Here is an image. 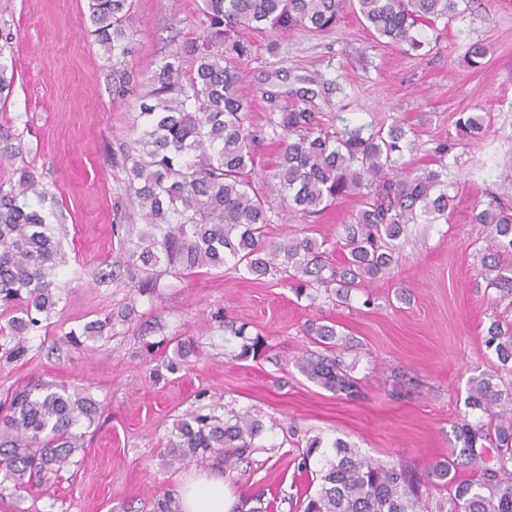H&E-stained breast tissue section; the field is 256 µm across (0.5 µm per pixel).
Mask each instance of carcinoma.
Segmentation results:
<instances>
[{
    "instance_id": "obj_1",
    "label": "carcinoma",
    "mask_w": 512,
    "mask_h": 512,
    "mask_svg": "<svg viewBox=\"0 0 512 512\" xmlns=\"http://www.w3.org/2000/svg\"><path fill=\"white\" fill-rule=\"evenodd\" d=\"M205 34L183 42L147 77L138 119L140 134L120 149L125 173L124 194L135 199L142 223L114 224L128 255L130 280L147 284L163 273L179 275L199 268L230 267L251 276L282 275L297 297L332 288L345 303L351 293L372 280L389 276L398 261L400 240L412 224L448 221L455 198L441 169L410 168L405 153L420 149L402 123L365 131L346 124L338 131L320 127L309 107L310 88L296 92L297 101L272 114L269 125L279 143L271 178L279 195L295 212L312 217L337 199L362 197L360 208L342 224L332 249L308 234L269 239L274 210L271 192L252 180L259 138L251 119V102L240 95L242 63L251 55L243 30L283 34L306 28H333L345 0H202ZM462 0H352V8L387 43L417 51L425 45L421 27L434 18L458 12ZM134 0H89L91 35L112 67V94L123 97L130 75L127 58L134 53L129 24ZM13 33L0 29V94L10 89L5 51ZM47 191L33 174L20 170L16 181L0 182V306L16 302L21 315L10 317L0 331L14 345L7 358L26 352L25 337L35 335L41 316L51 314L63 288L55 232L41 211L29 203L44 201ZM471 222L484 224L496 251L482 257L487 287L500 291L512 305V207L490 203L473 208ZM341 254L333 262L332 253ZM305 334L319 351L301 358L300 370L335 393L356 391V379L335 356V325L311 321ZM244 338L238 358L257 357L265 348L260 335L246 337V325L235 329ZM485 343L502 367L512 364V328L493 321ZM179 361L196 353L192 342L177 344ZM466 406L489 421L463 416L456 437L461 456L429 466L428 483L447 491L436 512H512V390L503 391L487 377L472 380ZM97 403L84 392L35 384L16 394L0 416V472L14 491L72 464L83 447L81 421L92 425ZM262 430L248 413L229 419L194 411L179 419L167 448L171 460L186 456L224 457L231 469L254 451ZM495 447L496 464L466 478L469 461L462 459L478 442ZM334 457L323 451L318 437L307 439L298 468L307 471L314 457L323 465L315 494H306L302 512H427L421 479L405 466L387 467L360 456L341 441L332 444ZM262 496L247 497L233 512H269Z\"/></svg>"
}]
</instances>
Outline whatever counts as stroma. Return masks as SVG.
I'll list each match as a JSON object with an SVG mask.
<instances>
[{"mask_svg":"<svg viewBox=\"0 0 512 512\" xmlns=\"http://www.w3.org/2000/svg\"><path fill=\"white\" fill-rule=\"evenodd\" d=\"M201 0H135L127 68L133 93L112 96L110 67L90 31L88 0H13L14 70L0 97V128L20 137L16 156L0 162V181L27 169L53 196L70 288L22 359H0V399L43 381L85 390L101 410L74 465L40 486L0 497V512H155L181 478L220 470L232 499L263 495L275 512H299L298 493L315 490L298 472V445L318 436L346 441L360 455L416 472L458 453L455 427L472 378L490 374L512 387L484 337L492 320L512 323V307L482 278L495 244L470 221L474 206H512V0H471L465 13L436 19L417 51L384 43L351 9L327 33L296 29L278 39L247 31L252 45L241 83L256 129L270 112L293 103L311 80L313 105L326 127L403 122L420 144L410 167L448 166L455 208L447 222L420 224L400 250L392 277L353 292L297 298L278 277L259 280L228 268L160 275L138 293L111 273L125 260L113 225L140 221L123 200L124 174L113 161L132 134L142 82L183 41L202 36ZM488 49L481 66L464 56L469 43ZM277 92L276 101L266 98ZM477 114L485 133L473 137L462 118ZM358 206L350 196L319 216L275 206L272 239L302 228L336 241ZM113 313L110 330L85 326ZM335 324L337 354L358 381L353 396L308 379L299 359L314 349L306 322ZM246 325L269 345L239 359L242 341L230 324ZM79 335L71 343L70 335ZM198 346L190 366L166 372L178 341ZM225 415L248 413L264 433L237 468L222 460L171 462L165 448L173 422L211 404Z\"/></svg>","mask_w":512,"mask_h":512,"instance_id":"stroma-1","label":"stroma"}]
</instances>
